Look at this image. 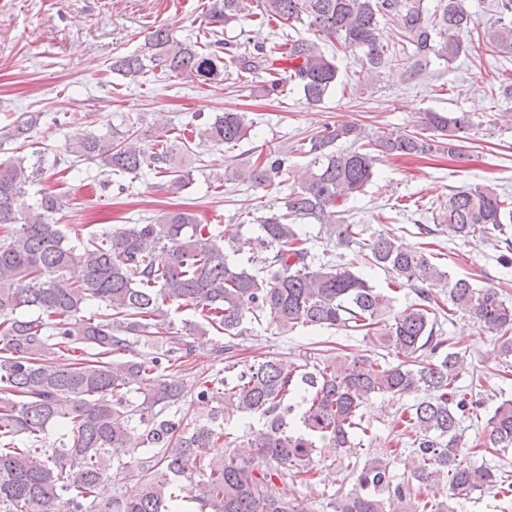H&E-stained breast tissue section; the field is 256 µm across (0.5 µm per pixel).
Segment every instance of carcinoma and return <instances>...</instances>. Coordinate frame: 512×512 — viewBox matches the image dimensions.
Segmentation results:
<instances>
[{"mask_svg":"<svg viewBox=\"0 0 512 512\" xmlns=\"http://www.w3.org/2000/svg\"><path fill=\"white\" fill-rule=\"evenodd\" d=\"M492 8L494 20L465 42L461 33L471 31L465 0H439L431 12L423 0H214L205 14L212 34L244 16L290 32L269 47L247 40L224 48L215 38L204 48L159 27L112 69L203 82L258 77L267 97L280 94L286 81L318 105L339 74L321 41L352 55L371 80L391 66L411 77L435 59L451 66L484 48L511 58L512 0H493ZM299 24L314 37L302 36ZM388 24L394 36L386 39ZM38 118L20 113L0 131V146L25 137ZM474 126L468 112L433 110L411 131L369 134L356 122L326 123L299 146L309 157L301 184L282 207L257 218L256 236L229 243L179 205L154 224L87 235L77 224L70 237L50 222L60 209L53 194L42 196L39 217H25L26 186L44 173L42 156L0 159V512H182L180 501L197 503L201 512H307L296 485L317 484L329 449L344 454L350 467V487L328 499L331 512H457L477 491L512 496L504 466H474L462 452V423L478 418L480 402L457 386L466 362L439 320L462 313L493 335L485 361L505 375L512 368V301L496 288L451 277L431 253L378 231L365 260L391 273L383 291L344 254L311 253L295 223L314 219L344 248L363 241L368 228L349 222L345 205L373 181L378 157H459ZM252 127L245 113L226 110L189 133L232 148ZM68 152L106 172L136 175L147 168L170 178L175 190L187 185L181 155L188 142L164 133L148 145L133 128L114 127L74 140ZM283 169L284 159L266 157L226 165L215 181L266 186ZM432 220L436 225L420 224V232L446 227L466 241L501 243L497 261L512 265V201L494 187L452 191ZM438 283L446 304L432 292ZM405 288L417 300L398 310L391 293ZM94 304L102 312L84 316ZM172 306L194 310L197 320L187 327L202 336L214 330L233 339L246 321L263 317L285 332H354L369 352L333 357L315 348L301 363L237 358L228 365L235 379L207 374L187 387L165 375L187 356L168 321ZM142 341L154 351L137 352ZM189 390L216 404L207 421L165 413ZM420 392L397 417V448L360 455L372 399ZM236 414L262 420L246 434V453L224 431ZM52 427L63 431L54 448L46 444ZM482 433L490 450L512 447V399L494 409ZM405 443L409 477L395 484L390 467ZM114 474L134 481L136 493L100 498L99 486ZM275 483L277 496L268 492ZM434 483L446 493L431 499L425 490Z\"/></svg>","mask_w":512,"mask_h":512,"instance_id":"obj_1","label":"carcinoma"}]
</instances>
